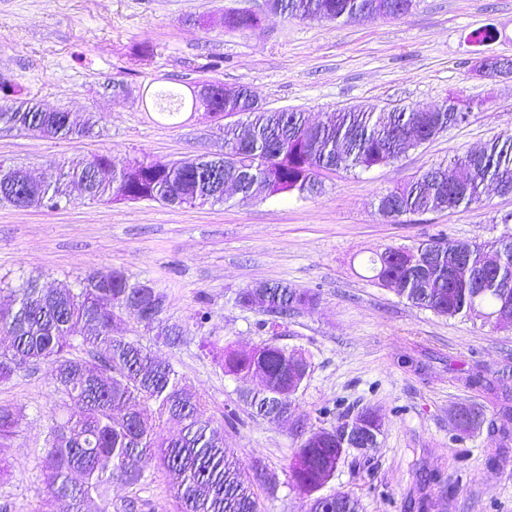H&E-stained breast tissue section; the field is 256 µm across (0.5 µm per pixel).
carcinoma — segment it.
I'll return each instance as SVG.
<instances>
[{"instance_id": "1", "label": "carcinoma", "mask_w": 512, "mask_h": 512, "mask_svg": "<svg viewBox=\"0 0 512 512\" xmlns=\"http://www.w3.org/2000/svg\"><path fill=\"white\" fill-rule=\"evenodd\" d=\"M376 0H288V16L304 19L325 11L333 20L348 22L374 18ZM250 13H231L226 26L253 27ZM186 98L178 91L159 95L156 105L170 114ZM214 111L231 109L246 116L252 139L224 130V147L231 163L247 166L266 178L271 193L280 196L314 194L321 190L326 171L367 170L398 158L407 144L430 140L451 125L464 121L472 106L451 97L423 110L406 107L397 112L348 109L331 112L317 124L301 112L254 108L251 91L238 87L235 98L207 102ZM0 126L41 136L67 139L88 136L92 125L65 111L47 112L32 99L16 98V90L0 85ZM112 169L108 178L95 171ZM224 168V160L207 158L196 165L174 162L158 168L147 158L112 159L108 154L73 158L56 165L49 177L30 179L0 162V200L20 207H55L67 197L69 184L81 186L93 201L120 196L127 201L149 200L171 207H194L224 202L216 184L202 170ZM512 195V136L496 138L448 166L431 168L416 180L378 199L377 210L388 218L440 211L450 201L468 207L483 201L486 186ZM465 246L468 261L448 268L446 252ZM496 273L481 276L486 267L485 245L477 242L430 239L410 247H387L367 260L369 280L379 286L397 284L393 292L411 304L443 317L481 318L494 327L512 328V234L497 241ZM12 297L0 310V382L42 364L51 367L62 394V413L50 427L39 467L46 478L45 512H84L94 498L109 512V491L120 481L138 491L148 483L151 469L166 477L176 512H261L257 489L275 491L266 468L255 462L251 479L241 476L243 464L234 451L215 437L214 415L201 395L172 364L157 358L151 348L119 333L132 319L168 345L183 341L184 331L164 323L166 295L150 280L122 270L91 272L75 277L62 288L47 289L40 277L21 278L18 285L3 281ZM319 293L286 282L265 283L261 296L247 287L236 293L235 305L262 315L257 331L278 335L274 315L290 317L312 308ZM94 329L91 336L75 335L76 327ZM202 349L212 353L224 373L236 378L260 373L261 388L244 394L252 412L274 423L295 406L306 381L295 363V351L273 342L249 351L202 337ZM364 418L377 433L382 420L370 408L339 414L328 427L315 430L318 440L300 443L293 452V486L310 497V512H357L349 495H322L351 446L342 443L352 420ZM23 415L0 403V474L9 468V448ZM180 426L179 436L157 437L155 428Z\"/></svg>"}]
</instances>
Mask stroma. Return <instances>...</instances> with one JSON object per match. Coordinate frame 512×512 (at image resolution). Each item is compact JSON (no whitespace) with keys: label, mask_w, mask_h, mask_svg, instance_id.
Masks as SVG:
<instances>
[{"label":"stroma","mask_w":512,"mask_h":512,"mask_svg":"<svg viewBox=\"0 0 512 512\" xmlns=\"http://www.w3.org/2000/svg\"><path fill=\"white\" fill-rule=\"evenodd\" d=\"M258 15L232 30L225 14ZM487 46L469 42L484 26ZM512 60V0H414L395 19L336 23L292 19L263 0H0V82L48 111L91 116L86 137L59 140L0 129V161L40 178L60 161L108 153L168 164L222 152L224 129L202 111L172 119L150 106L162 88L187 91L205 81L246 86L265 109L304 113L312 122L343 109H428L458 96L477 102L466 122L367 170L327 172L320 193L266 199L231 197L203 207L153 201L92 202L79 189L55 209L0 202V277L40 276L57 288L88 272L121 269L167 294L165 317L186 329L188 344L166 345L127 323L126 336L169 361L202 394L224 442L243 465L260 461L276 482L264 512H309L289 483L292 453L331 412L373 408L383 421L375 448L350 450L325 493L348 494L358 512H512V428L493 390L512 385V330L470 317L444 318L372 284L366 261L390 246L431 238L491 243L512 233V195L487 189L482 203L390 220L379 197L430 168L512 135V74L480 75L476 60ZM319 292L277 337L301 351L311 372L296 406L278 423L239 398L259 380L225 375L197 337L240 350L266 342L256 313L233 302L262 281ZM211 317L196 327L194 313ZM483 386L468 385V371ZM0 402L24 419L0 477V506L38 512L45 486L38 466L62 402L49 366L0 385ZM482 411L477 429L455 419Z\"/></svg>","instance_id":"35a3bbf8"}]
</instances>
